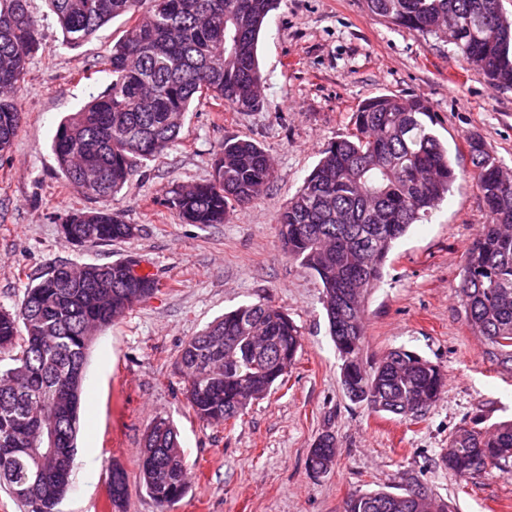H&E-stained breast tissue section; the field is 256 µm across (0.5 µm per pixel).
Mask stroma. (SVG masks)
Wrapping results in <instances>:
<instances>
[{
  "label": "stroma",
  "instance_id": "obj_1",
  "mask_svg": "<svg viewBox=\"0 0 512 512\" xmlns=\"http://www.w3.org/2000/svg\"><path fill=\"white\" fill-rule=\"evenodd\" d=\"M29 10L42 48L16 94L20 129L0 156V309L17 308L30 276L60 262L133 256L160 282L92 339L72 482L60 512H343L353 493L397 492L411 481L457 512H512V473L479 472L462 482L441 462L460 427L487 429L512 418V373L485 355L456 297L466 250L488 221L465 139L481 137L512 170V88L489 84L447 41L393 26L366 0H281L258 44L262 109L194 101L169 149L114 196L90 200L66 183L51 143L60 120L111 83L103 60L131 22L116 18L70 48L46 0H29ZM381 94L425 101L461 172L432 217L395 244L366 300L369 358L405 348L446 376L447 393L417 422L346 396L323 288L310 269L288 259L276 222L323 145L348 135L359 105ZM236 137L269 154L272 183L224 223H181L162 203L166 192L209 180L219 146ZM94 209L137 225L136 236L74 247L63 221ZM244 304L283 308L302 348L283 385L250 404L242 420L201 421L187 403L177 355ZM160 418L176 426L189 472L185 496L165 507L142 486L138 466L144 436ZM325 433L336 439V462L315 475L306 459ZM116 466L127 482L117 507L109 499Z\"/></svg>",
  "mask_w": 512,
  "mask_h": 512
}]
</instances>
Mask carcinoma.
I'll use <instances>...</instances> for the list:
<instances>
[{"label": "carcinoma", "mask_w": 512, "mask_h": 512, "mask_svg": "<svg viewBox=\"0 0 512 512\" xmlns=\"http://www.w3.org/2000/svg\"><path fill=\"white\" fill-rule=\"evenodd\" d=\"M280 0H48L63 43L78 47L120 16L135 24L112 47L109 87L63 118L52 152L67 183L89 199L118 193L147 160L178 137L194 100L209 97L240 112L263 103L257 44ZM371 12L421 35H445L457 54L495 86L512 87V21L502 0H367ZM41 48L28 0H0V156L17 136L15 93L29 58ZM428 104L382 94L364 101L348 136L326 144L300 189L279 214L288 258L314 272L323 288L330 334L348 397L375 413L417 420L446 392L441 369L418 353L365 355V300L380 282L394 242L424 220L459 177L434 134ZM488 223L469 248L456 294L459 310L486 353L512 372V183L478 136L466 139ZM274 175L268 153L243 138L224 140L212 178L178 186L165 198L185 224H222L256 199ZM65 238L97 246L134 238L138 228L93 210L66 218ZM78 267L68 281L52 266L31 280L14 311L0 310V483L27 512H59L70 486L86 353L109 326L159 283L150 274L125 280V264ZM302 347L295 322L268 304L243 305L209 324L181 348L177 363L187 400L205 421L227 423L267 395ZM47 423L58 435L37 472L32 440ZM336 461V438L321 435L306 465L314 474ZM512 462V420L489 431L458 429L442 464L464 481ZM140 479L160 505L181 499L188 472L173 424L160 419L144 437ZM126 494L112 469V504ZM344 512H451L444 500L410 482L399 493H354Z\"/></svg>", "instance_id": "carcinoma-1"}]
</instances>
